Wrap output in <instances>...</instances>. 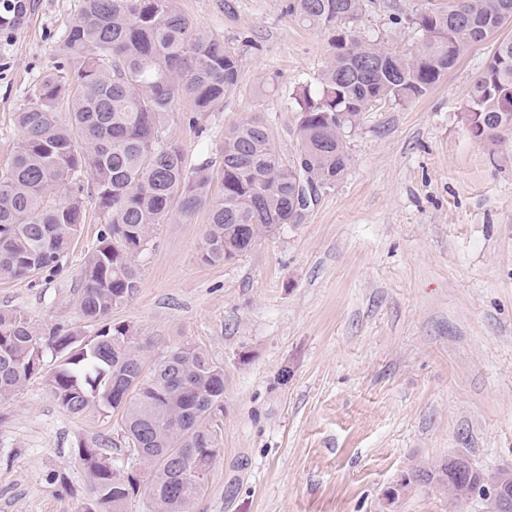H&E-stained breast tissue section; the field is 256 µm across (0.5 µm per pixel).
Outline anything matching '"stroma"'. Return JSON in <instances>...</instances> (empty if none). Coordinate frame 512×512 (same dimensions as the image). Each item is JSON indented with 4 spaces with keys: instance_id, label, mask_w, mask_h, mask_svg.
<instances>
[{
    "instance_id": "35a3bbf8",
    "label": "stroma",
    "mask_w": 512,
    "mask_h": 512,
    "mask_svg": "<svg viewBox=\"0 0 512 512\" xmlns=\"http://www.w3.org/2000/svg\"><path fill=\"white\" fill-rule=\"evenodd\" d=\"M0 31V170L19 137L14 114L58 58L81 0H24ZM286 0H180L201 28L240 50V89L167 129L190 165L220 161L224 129L254 117L280 153L297 148L291 99L330 61L332 31L306 27ZM423 0H367L351 27L395 50L420 32L393 24ZM494 42L475 45L426 96L364 113L351 165L298 223L243 256L201 258L206 210L159 225L137 257L140 287L112 313L152 367L192 343L224 369L220 455L192 512H484L452 506L435 482L386 494L453 456L493 473L512 466V134L467 129L466 104ZM54 274L0 282V308L94 334L77 299L104 224L95 198ZM106 438L134 466L115 414L76 417L43 377L0 403V512H83L93 494L79 446Z\"/></svg>"
}]
</instances>
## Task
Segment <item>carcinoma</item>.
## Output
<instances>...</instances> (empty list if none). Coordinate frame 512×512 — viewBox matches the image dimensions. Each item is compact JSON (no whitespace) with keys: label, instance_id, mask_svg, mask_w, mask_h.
<instances>
[{"label":"carcinoma","instance_id":"carcinoma-1","mask_svg":"<svg viewBox=\"0 0 512 512\" xmlns=\"http://www.w3.org/2000/svg\"><path fill=\"white\" fill-rule=\"evenodd\" d=\"M364 0H288V16L335 29L318 88L293 97L297 150L278 151L257 119L224 129L221 194L213 175L187 164L165 121L187 96L189 124L224 107L240 84L241 57L224 39L198 30L179 0H82L59 45L58 61L15 113L20 139L0 172V281L55 272L85 222L84 180L105 224L83 264L78 299L94 335L39 328L0 309V402L37 375L60 406L81 416L120 414L146 466L147 512H191L206 484L195 463L218 458L208 423L224 411V369L193 344L175 347L149 370L130 326L112 310L139 288L135 258L174 213L207 207L202 258L231 261L275 224H292L294 201L343 179L351 162L346 133L379 104L426 95L474 45L512 23V0H427L397 19L422 35L416 52L384 48L349 30ZM471 135L490 143L512 129V38L497 41L467 104ZM59 354L45 370L44 350ZM109 440L78 449L94 490L85 512H126L140 488L103 452Z\"/></svg>","mask_w":512,"mask_h":512}]
</instances>
